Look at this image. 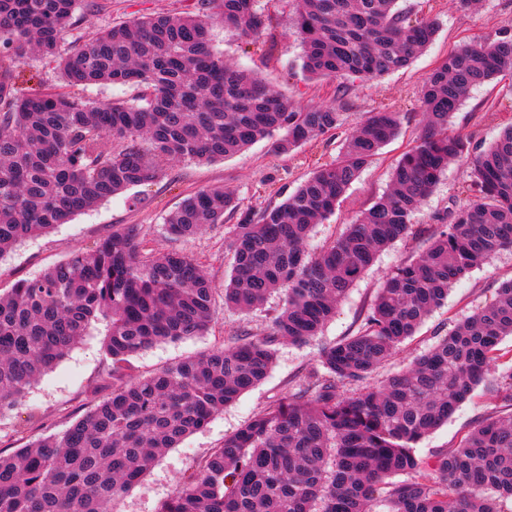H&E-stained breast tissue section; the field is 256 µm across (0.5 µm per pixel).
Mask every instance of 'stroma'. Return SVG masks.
<instances>
[{
  "instance_id": "obj_1",
  "label": "stroma",
  "mask_w": 512,
  "mask_h": 512,
  "mask_svg": "<svg viewBox=\"0 0 512 512\" xmlns=\"http://www.w3.org/2000/svg\"><path fill=\"white\" fill-rule=\"evenodd\" d=\"M98 11L78 8L76 29L68 31L62 50H70L79 34L106 27L116 21L132 20L157 13L193 12L196 0H98ZM417 14L432 13L438 30L431 46L408 67L370 82L354 81L336 87L332 82L307 79L301 69L302 50L291 24L286 0H260L265 20L263 28L250 41H242L235 30L221 21L210 27L214 47L223 53L227 65L261 78L272 90L299 106H336L342 114L341 126L313 139L298 149L280 153L272 140L254 143L245 152L211 163L177 160L167 166L156 182L137 186L98 206L76 215L70 223L29 239L0 259V291L15 283L40 275L70 253L87 251L120 224H136L146 250L188 253L203 267L215 293V319L207 334L155 345L132 359L133 376L142 377L183 358L221 346L240 334L263 335L272 315L282 304L281 295L247 313L224 305V282L233 262L229 232L238 217L228 213L224 222L190 239L170 238L163 224L166 214L186 197L205 187L233 190L241 209L261 211L279 205L318 166L331 163L342 140L367 112L387 109L400 113L399 137L383 147L347 190L335 212L315 225L309 250H319L333 240L348 223L370 207L389 189L396 159L413 145L424 121L420 92L424 78L437 60L459 43L469 39L491 40L496 35H512V0H479L466 12L458 11L454 0H403ZM62 83L54 64L27 60L16 82L18 95L39 93ZM512 124V79L498 78L471 90L452 118L455 129L471 140L472 148L493 143L503 128ZM469 179L465 162L454 161L413 219V232L393 243L356 282L336 307V313L313 339L275 346V362L267 377L242 394L224 411L215 415L201 430L188 436L178 447L159 456L130 490L110 505L112 512H158L161 504L179 489L184 474L224 438L247 423L272 401L294 390L298 378L315 364L322 347L354 332L368 313L384 278L396 265L415 255L437 227L439 216L466 203L462 188ZM512 280V249L493 255L489 261L464 276L449 291L447 299L427 318L417 334L406 341L375 374V381L404 370L418 355L427 351L439 336L448 334L457 322L488 304L498 286ZM106 325L92 326L87 336L65 358L45 372L29 389L18 408L0 413V449L11 451L25 444L65 431L95 404L111 396L112 385L104 379L102 345ZM512 372V337L499 346L494 370L474 389L448 422L425 436L416 454L430 459L441 448L453 446L462 436L489 415H508L512 408L495 398L494 390L503 376Z\"/></svg>"
}]
</instances>
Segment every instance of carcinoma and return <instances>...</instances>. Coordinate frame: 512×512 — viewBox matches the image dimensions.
I'll return each mask as SVG.
<instances>
[{
  "mask_svg": "<svg viewBox=\"0 0 512 512\" xmlns=\"http://www.w3.org/2000/svg\"><path fill=\"white\" fill-rule=\"evenodd\" d=\"M258 0H197L192 15L121 21L82 35L63 54L78 0H0V257L19 242L165 175L175 159L214 161L283 131L279 152L340 127L331 105L295 107L211 43L215 19L241 38L264 25ZM310 79L373 80L410 65L435 39L437 18L399 0H292ZM54 63L72 88L121 83L135 102L90 103L68 92L18 96L16 68L30 55ZM512 77V38L448 52L421 90L425 127L391 174L389 191L319 252L313 226L377 152L401 115L368 112L285 200L240 211L229 240L224 305L248 312L274 293L284 303L263 336H234L150 376L131 359L162 342L208 332L214 288L182 251L146 253L140 228L121 224L89 251L0 293V413L93 324L106 323L102 355L112 396L62 434L0 450V512H111L153 461L263 381L279 340L317 336L378 255L412 232L413 218L448 164L470 169L468 203L438 218L417 255L386 275L358 330L321 349L297 388L224 437L183 477L158 512H502L512 500V414L484 419L424 461L416 445L448 421L495 366L512 336V280L440 337L403 372L370 380L443 301L494 253L512 248V125L480 151L450 120L470 89ZM239 211L233 192L204 188L164 219L191 238Z\"/></svg>",
  "mask_w": 512,
  "mask_h": 512,
  "instance_id": "carcinoma-1",
  "label": "carcinoma"
}]
</instances>
